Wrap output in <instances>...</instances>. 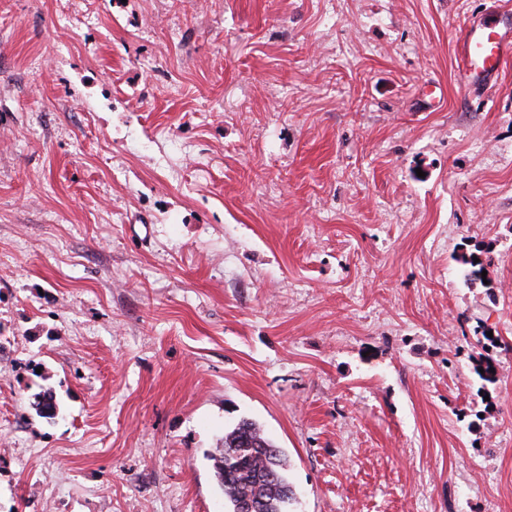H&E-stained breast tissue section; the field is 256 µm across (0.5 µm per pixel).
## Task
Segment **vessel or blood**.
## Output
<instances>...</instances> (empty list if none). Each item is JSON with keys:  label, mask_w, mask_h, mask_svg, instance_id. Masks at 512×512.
I'll list each match as a JSON object with an SVG mask.
<instances>
[{"label": "vessel or blood", "mask_w": 512, "mask_h": 512, "mask_svg": "<svg viewBox=\"0 0 512 512\" xmlns=\"http://www.w3.org/2000/svg\"><path fill=\"white\" fill-rule=\"evenodd\" d=\"M464 61L458 84L462 90L488 86L512 59V17L486 16L463 31Z\"/></svg>", "instance_id": "1"}]
</instances>
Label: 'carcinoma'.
I'll return each instance as SVG.
<instances>
[{"instance_id": "cac0c4a2", "label": "carcinoma", "mask_w": 512, "mask_h": 512, "mask_svg": "<svg viewBox=\"0 0 512 512\" xmlns=\"http://www.w3.org/2000/svg\"><path fill=\"white\" fill-rule=\"evenodd\" d=\"M476 343L483 351L476 368L482 369L478 377L485 387L497 381V362L492 352L497 349L511 351L512 345L499 336L488 337L484 330ZM40 397L41 400L33 403L37 413L46 419H54L59 410L56 396L47 389ZM211 459L227 512H238L237 503L249 498L259 501L261 512H288L292 490L285 474L287 459L263 436L255 422L243 419L225 433L221 447L215 449Z\"/></svg>"}]
</instances>
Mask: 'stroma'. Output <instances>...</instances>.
<instances>
[{
  "instance_id": "1",
  "label": "stroma",
  "mask_w": 512,
  "mask_h": 512,
  "mask_svg": "<svg viewBox=\"0 0 512 512\" xmlns=\"http://www.w3.org/2000/svg\"><path fill=\"white\" fill-rule=\"evenodd\" d=\"M508 9L0 0V512H225L244 418L289 512H512ZM464 61L458 80L464 91L486 88L512 56V17L488 15L463 30ZM496 341H499V344H496ZM476 343L484 354H481V357L475 367V372L483 382L482 386L486 387L487 384L496 383L498 376L497 362L490 353L497 349L511 351L512 346L508 342L504 341L500 336H493V338L488 337V332L484 330L481 331V336H477ZM479 368H483L484 373H481ZM490 368H494V372H490Z\"/></svg>"
}]
</instances>
